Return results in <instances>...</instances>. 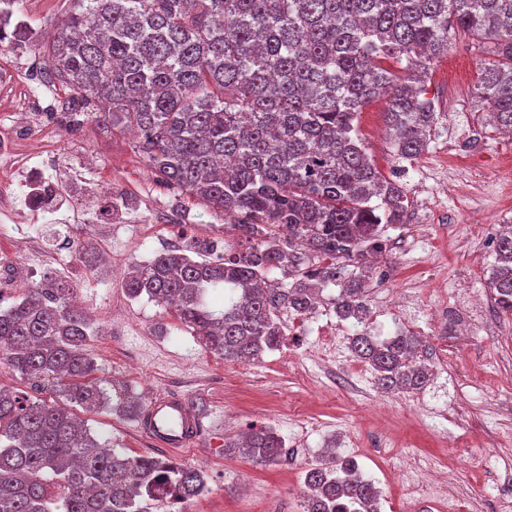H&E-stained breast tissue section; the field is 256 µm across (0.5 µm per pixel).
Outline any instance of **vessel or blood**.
Instances as JSON below:
<instances>
[{
  "mask_svg": "<svg viewBox=\"0 0 512 512\" xmlns=\"http://www.w3.org/2000/svg\"><path fill=\"white\" fill-rule=\"evenodd\" d=\"M137 428L152 445L179 450L197 443L200 420L189 399L161 393L148 402Z\"/></svg>",
  "mask_w": 512,
  "mask_h": 512,
  "instance_id": "1",
  "label": "vessel or blood"
}]
</instances>
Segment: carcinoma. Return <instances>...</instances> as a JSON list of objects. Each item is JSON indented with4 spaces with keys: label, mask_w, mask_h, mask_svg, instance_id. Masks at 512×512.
Segmentation results:
<instances>
[{
    "label": "carcinoma",
    "mask_w": 512,
    "mask_h": 512,
    "mask_svg": "<svg viewBox=\"0 0 512 512\" xmlns=\"http://www.w3.org/2000/svg\"><path fill=\"white\" fill-rule=\"evenodd\" d=\"M53 32L51 80L71 94L67 126L133 131L155 181L235 217L244 252L207 259L193 241L131 268L124 282L174 310L207 349L250 361L278 349L284 312L308 317L315 287L339 286L336 316L358 327L350 349L385 391L430 380L422 342L368 331L363 274L406 222L404 188L371 163L355 120L390 95L397 156L413 159L436 125L426 63L464 34L493 41L480 98L512 133V0H69ZM400 65L402 74L391 70ZM493 299L512 314V225L495 235ZM198 259H193L192 255ZM354 271L345 272L346 267ZM293 282L273 284L269 273ZM71 289L47 281L0 308V362L30 392L0 389V512H154L175 491H207L201 472L102 445L73 412L110 405L85 353L94 336ZM284 443L269 427L224 449L255 464ZM304 512H378L381 491L333 452L305 471Z\"/></svg>",
    "instance_id": "1"
}]
</instances>
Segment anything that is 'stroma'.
Listing matches in <instances>:
<instances>
[{
  "label": "stroma",
  "mask_w": 512,
  "mask_h": 512,
  "mask_svg": "<svg viewBox=\"0 0 512 512\" xmlns=\"http://www.w3.org/2000/svg\"><path fill=\"white\" fill-rule=\"evenodd\" d=\"M68 8V0H20L16 14L37 38L28 55L0 49V72L44 71L53 28ZM489 60L477 41L459 35L431 62L426 89L438 121L417 158L395 154L384 120L387 96L359 114L368 156L403 185L409 201V219L386 229L387 250L368 283L370 327L387 336L423 333V356L435 374L409 393L381 391L371 370L356 372L354 328L331 307L335 287L324 290L315 317L283 315L279 349L246 363L204 348L169 309L130 299L128 268L156 257L166 239L182 246L205 240L228 252L245 243L222 213L157 184L133 152L132 136L101 133L88 121L73 130L41 126L64 98L56 84L1 83L0 143L11 150L0 156V181L11 194L0 195V249L15 250L16 278H60L89 310L98 334L87 352L112 402L86 415L93 435L131 456L161 455L201 469L208 489L186 503V512H303V472L331 440L381 489L382 512H437L393 480L406 464L418 485L433 471L454 472L450 489L460 512H512V315L497 314L489 288L495 230L512 221V135L490 123L478 94ZM19 112L30 113L37 134L17 135ZM43 180L54 203L32 219L28 192ZM106 205L111 223H89ZM89 240L109 250L106 263L82 257ZM413 293L424 305L399 307ZM443 307L452 316L431 322ZM329 322L339 352L323 361L312 349ZM125 393L198 402L204 411L197 444L179 451L149 444L136 420L117 409ZM261 427L283 439L279 460L260 465L225 454V439Z\"/></svg>",
  "instance_id": "1"
}]
</instances>
